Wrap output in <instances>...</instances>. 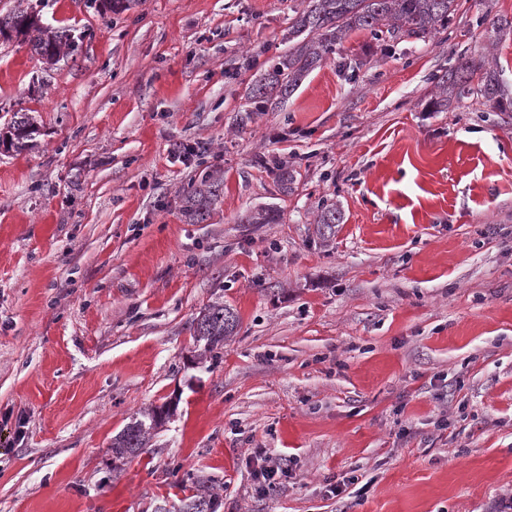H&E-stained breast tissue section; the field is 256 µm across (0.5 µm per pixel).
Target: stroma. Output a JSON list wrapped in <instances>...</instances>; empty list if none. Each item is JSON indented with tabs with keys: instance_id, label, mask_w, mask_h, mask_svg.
Here are the masks:
<instances>
[{
	"instance_id": "stroma-1",
	"label": "stroma",
	"mask_w": 512,
	"mask_h": 512,
	"mask_svg": "<svg viewBox=\"0 0 512 512\" xmlns=\"http://www.w3.org/2000/svg\"><path fill=\"white\" fill-rule=\"evenodd\" d=\"M301 0H39L76 59L0 39V512H499L512 495V110H433L457 53L512 85V0L418 40L344 33L285 101L246 93ZM203 144L181 157L177 146ZM293 171L279 192L274 164ZM221 181L187 223L183 192ZM333 203L341 224L317 223ZM270 209L273 224H247ZM237 313L219 360L192 321ZM175 415L137 457L112 438ZM288 459L273 493L261 461ZM10 135L4 144L14 148L16 152L26 150L30 145L33 133L36 132L35 118L29 112H16L8 124ZM173 412V411H172ZM170 407L148 408L133 418L120 432L112 438L110 446L112 457L127 459L147 448L151 439L172 413ZM192 488L195 494L181 501L179 512H218L222 500L213 485H208L198 478L192 481Z\"/></svg>"
}]
</instances>
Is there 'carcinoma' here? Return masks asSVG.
Returning <instances> with one entry per match:
<instances>
[{"mask_svg":"<svg viewBox=\"0 0 512 512\" xmlns=\"http://www.w3.org/2000/svg\"><path fill=\"white\" fill-rule=\"evenodd\" d=\"M303 7L294 12L283 40L288 50L278 55L264 70L260 79L249 86L247 96L263 100L271 95L288 98L315 69L327 54L333 51L345 31L366 30L379 37L382 27L390 26L391 33L426 39L448 26L457 7V0H302ZM36 9L26 0L6 14H0V35L17 38L27 43L32 52L48 64L71 55L76 41L71 30L53 29L42 25L35 17ZM477 85H471L473 76ZM438 95L435 104L442 105L448 98H467L480 95L500 112L512 106V99L504 101L503 83L493 67L483 68L461 56L448 70L434 77ZM9 147L24 151L36 132L35 118L27 112H15L8 124ZM219 191V181L205 179L184 193L185 217L192 224L207 220L210 204ZM342 221L341 211L334 204L321 206L317 223L328 227ZM238 318L234 310L218 300L207 305L193 322V339L203 345V354L212 360L221 357L224 341L236 333ZM171 416V408H148L132 419L112 437V457L127 459L146 448L158 430ZM195 494L182 501L179 512H218L222 505L220 494L201 479L192 481Z\"/></svg>","mask_w":512,"mask_h":512,"instance_id":"carcinoma-1","label":"carcinoma"}]
</instances>
